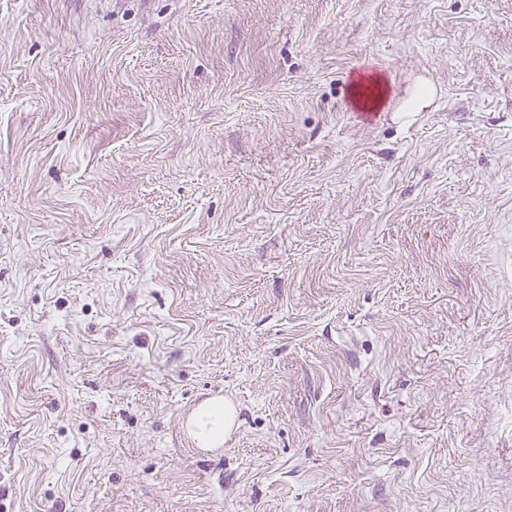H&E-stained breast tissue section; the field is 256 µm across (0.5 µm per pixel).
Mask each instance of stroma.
Segmentation results:
<instances>
[{
  "mask_svg": "<svg viewBox=\"0 0 512 512\" xmlns=\"http://www.w3.org/2000/svg\"><path fill=\"white\" fill-rule=\"evenodd\" d=\"M0 512H512V0H0ZM233 419V410L224 402L203 401L188 421V432L203 448H215L224 443V429Z\"/></svg>",
  "mask_w": 512,
  "mask_h": 512,
  "instance_id": "35a3bbf8",
  "label": "stroma"
}]
</instances>
